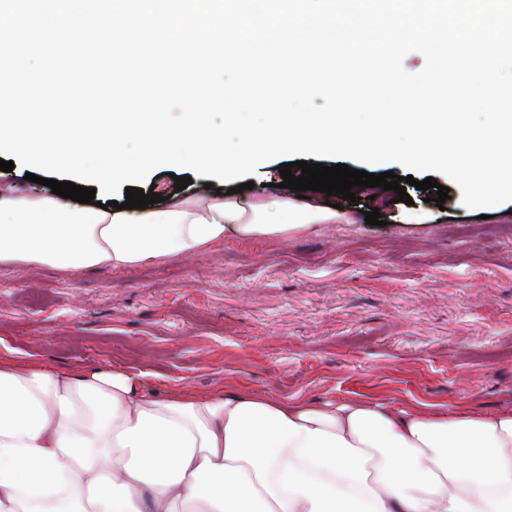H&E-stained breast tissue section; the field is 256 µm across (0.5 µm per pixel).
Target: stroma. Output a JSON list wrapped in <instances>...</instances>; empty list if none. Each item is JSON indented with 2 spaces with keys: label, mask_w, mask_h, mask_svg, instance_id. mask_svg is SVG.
Here are the masks:
<instances>
[{
  "label": "stroma",
  "mask_w": 512,
  "mask_h": 512,
  "mask_svg": "<svg viewBox=\"0 0 512 512\" xmlns=\"http://www.w3.org/2000/svg\"><path fill=\"white\" fill-rule=\"evenodd\" d=\"M156 168L142 182L177 199L221 180ZM444 206L407 186L356 189L386 223L330 196L347 224L285 238L235 233L192 258L119 271L0 267V358L59 370L144 371L157 393L250 387L326 402L356 395L411 409L512 405V201Z\"/></svg>",
  "instance_id": "obj_1"
}]
</instances>
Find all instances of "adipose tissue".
<instances>
[{
	"label": "adipose tissue",
	"mask_w": 512,
	"mask_h": 512,
	"mask_svg": "<svg viewBox=\"0 0 512 512\" xmlns=\"http://www.w3.org/2000/svg\"><path fill=\"white\" fill-rule=\"evenodd\" d=\"M343 219L284 194L131 213L0 187V265L124 270ZM145 377L0 362V512H512V405L159 398Z\"/></svg>",
	"instance_id": "obj_1"
}]
</instances>
